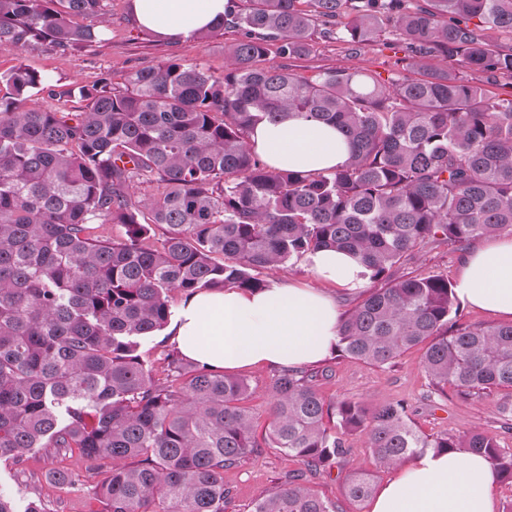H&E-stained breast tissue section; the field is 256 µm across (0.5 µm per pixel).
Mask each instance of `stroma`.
Here are the masks:
<instances>
[{"mask_svg": "<svg viewBox=\"0 0 512 512\" xmlns=\"http://www.w3.org/2000/svg\"><path fill=\"white\" fill-rule=\"evenodd\" d=\"M104 4L106 23L102 39L89 50L63 55L49 44L36 43L19 54L0 51V72L20 63L40 72L48 89L38 94V102L51 100L69 111L84 105L78 93L80 86L104 80L118 84L129 70L169 57L203 65L215 76H223L224 47L236 41L235 30H219L202 40L186 37L162 44L153 34L137 27L131 0H104ZM310 42L311 54L288 60L290 69L309 74L319 69L346 67L377 72L386 80L404 74L398 62L408 52L392 26H385L375 43L357 53L342 40L324 35L318 25L311 30ZM51 89L58 91V98L48 97ZM420 357V351L413 349L394 365L376 367L331 354L319 363L327 371L319 380V388L325 397L347 398L371 406L401 401L417 429L424 434L480 429L496 436L501 447L512 449V432L502 429L498 413L503 392L481 400H465L451 393L427 401L429 381L421 368ZM299 467L297 460L279 449H260L238 467L225 471L224 481L233 489L226 512H249L261 492L273 489L281 477ZM54 469L67 471L66 484L49 483L48 474ZM95 486V478L86 472L74 449L36 448L21 462L0 461V493L14 498L19 512H24L28 501L38 496L46 501L48 512H99L101 505Z\"/></svg>", "mask_w": 512, "mask_h": 512, "instance_id": "1", "label": "stroma"}]
</instances>
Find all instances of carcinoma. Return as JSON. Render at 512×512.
<instances>
[{
  "label": "carcinoma",
  "mask_w": 512,
  "mask_h": 512,
  "mask_svg": "<svg viewBox=\"0 0 512 512\" xmlns=\"http://www.w3.org/2000/svg\"><path fill=\"white\" fill-rule=\"evenodd\" d=\"M227 0L224 76L177 59L80 91L81 112L30 105L44 78L0 72V460L34 448L77 449L100 477L101 512H224V471L278 448L302 468L251 512H339L306 484L363 433L378 464L461 448L512 484V452L480 430L426 435L404 403L327 400L317 375L284 370L270 383L263 441L247 379L150 360L173 296L269 283L261 268L314 251L359 257L373 289L341 317L339 355L390 366L421 350L431 393L463 399L512 391V324H461L443 274L395 277L420 252L463 250L512 232V97L492 96L461 69L512 77V0ZM102 0H0V50L47 42L94 46ZM361 50L392 25L418 77L387 84L364 71L312 75L275 59L310 53L316 21ZM295 116L332 125L346 161L303 172L269 165L248 146L258 124ZM154 184L144 204L135 184ZM120 224L124 234L112 236ZM374 478L351 467L345 496Z\"/></svg>",
  "instance_id": "obj_1"
}]
</instances>
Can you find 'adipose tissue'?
Masks as SVG:
<instances>
[{
    "label": "adipose tissue",
    "instance_id": "obj_1",
    "mask_svg": "<svg viewBox=\"0 0 512 512\" xmlns=\"http://www.w3.org/2000/svg\"><path fill=\"white\" fill-rule=\"evenodd\" d=\"M140 26L168 40L207 28L223 16L226 0H132ZM248 143L270 165L322 171L342 164L348 144L335 127L304 118L257 125ZM306 264L315 282H275L259 292L234 288L184 296L170 334L187 359L227 373L261 366L297 369L324 358L337 342L336 292L365 289L358 260L318 250ZM468 306L512 321V234L473 246L455 287ZM490 461L460 449L400 462L397 478L382 485L371 512H497Z\"/></svg>",
    "mask_w": 512,
    "mask_h": 512
}]
</instances>
